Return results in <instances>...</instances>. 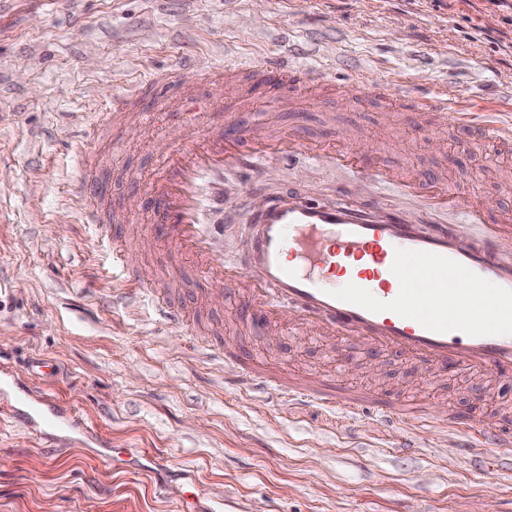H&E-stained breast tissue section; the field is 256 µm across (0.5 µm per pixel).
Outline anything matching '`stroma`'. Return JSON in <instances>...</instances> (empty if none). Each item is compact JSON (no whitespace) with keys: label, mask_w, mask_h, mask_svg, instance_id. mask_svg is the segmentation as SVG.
Instances as JSON below:
<instances>
[{"label":"stroma","mask_w":512,"mask_h":512,"mask_svg":"<svg viewBox=\"0 0 512 512\" xmlns=\"http://www.w3.org/2000/svg\"><path fill=\"white\" fill-rule=\"evenodd\" d=\"M288 46L309 64L327 58L333 94L282 91L279 105L242 81L216 88L197 74ZM171 76L170 94L216 96L233 124L268 133L332 128L377 148L394 166L446 177L475 200L512 211V147L473 140L440 116L358 95L359 82L403 76L412 94L447 91L493 111L512 100V14L488 0H0V372L52 361L44 385L81 411L136 463H109L81 436L58 446L16 427L0 390V512H179L196 495L212 512H512V455H463L454 438L413 422L391 429L374 415L288 407L239 392L224 370L237 351L266 370L334 377L386 395L493 417H512V379L448 372L434 385L390 352L376 377L359 343L317 340L278 322L257 328L238 289L207 296L140 222V269L164 286L192 329L155 318L147 301L118 289L111 225L84 223L72 199L95 158L107 205L125 210L165 160L167 147L199 135L191 114L163 110L154 126L102 122L99 112L146 70ZM486 154L478 164V154ZM224 260L246 259L254 196L298 194L400 209L416 222L464 232L458 213L430 214L390 185L357 191L343 170L298 157L226 171Z\"/></svg>","instance_id":"stroma-1"}]
</instances>
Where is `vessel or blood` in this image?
I'll return each instance as SVG.
<instances>
[{
    "label": "vessel or blood",
    "instance_id": "1",
    "mask_svg": "<svg viewBox=\"0 0 512 512\" xmlns=\"http://www.w3.org/2000/svg\"><path fill=\"white\" fill-rule=\"evenodd\" d=\"M246 67L256 83L272 92L295 79L300 94L312 97L328 82L323 65L294 64L285 48L251 57ZM361 89L399 99L413 112L444 113L451 127L498 144L512 143L511 116L476 110L457 96L438 92L412 97L399 80L365 82ZM176 104L195 112L202 132L190 143L174 146L147 185V220L156 225L160 240L203 274L205 288L236 283L253 321L284 317L320 338L361 340L370 356L398 352L432 377L450 369L475 378L512 375V211L496 213L488 203L468 201L446 179H422L394 168L377 150L350 143L333 131L314 139L297 129L275 134L227 130L216 125L210 107L187 98ZM297 154L345 168L362 182L395 184L403 196L419 198L429 209L460 210L465 223L482 230V243L475 247L409 223L399 211L384 214L344 202L274 197L251 217L250 272L242 274L225 264L215 239L218 227L205 221L207 210L224 208V171ZM78 201L88 223H105L107 207L98 186L86 185ZM112 263L131 272L129 237H113ZM131 286L148 290L162 320L190 325V318L156 284L135 280ZM229 362L235 385L257 396L334 406L352 421L367 413L391 426L414 420L453 436L466 455L512 449V427L501 422L464 417L452 409L438 419L427 403L413 406L347 387L338 378L285 382L237 357ZM0 380L14 391L10 413L16 425L30 432L43 427L93 438L70 404L31 386L18 373Z\"/></svg>",
    "mask_w": 512,
    "mask_h": 512
}]
</instances>
